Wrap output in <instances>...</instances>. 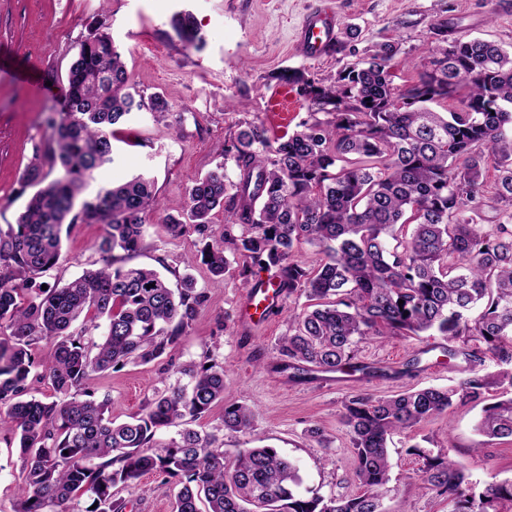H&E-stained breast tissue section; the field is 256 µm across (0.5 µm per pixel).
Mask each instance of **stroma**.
Returning <instances> with one entry per match:
<instances>
[{
    "label": "stroma",
    "mask_w": 512,
    "mask_h": 512,
    "mask_svg": "<svg viewBox=\"0 0 512 512\" xmlns=\"http://www.w3.org/2000/svg\"><path fill=\"white\" fill-rule=\"evenodd\" d=\"M319 0H0V231L14 225L25 206L20 182L36 147L50 131L46 117L61 108L67 72L90 23L104 18L112 40L122 53L130 80L143 96L164 95L172 106L164 119L152 112L133 113L117 126L114 160L100 169L84 189L92 195L103 185H119L138 175L155 182L157 207L146 213L143 249L130 263L156 270L177 287L192 274L208 302L181 337L179 361H203L208 344L220 340L213 353L224 367V399L258 410L254 433H220L226 457L246 447L252 437L295 462L302 478L300 492L350 495L353 452L339 414L346 398L357 392L388 397L412 388L445 387L468 369L464 357L444 356L439 336H389L361 344L358 360L372 367L360 373H312L294 381L287 374L264 370L276 344L288 332L294 313L307 304L303 295L282 298L266 321L248 324L241 309L249 297L232 277L214 282L207 267L186 261L200 248L197 234L167 231L164 217L179 208L194 181L222 161L220 152L231 127L257 121L277 138L295 130L308 109L281 73L300 69L323 84L334 83L340 70L363 62L381 44L399 40L395 85L417 77L432 47L431 25L444 20L449 38H481L512 50V0H331L339 25L349 23L360 33L346 52L308 55L297 31ZM190 11L202 36L203 48L180 39L174 15ZM41 79L30 89L27 79ZM102 224H74L62 233L58 264L42 278L59 287L91 270L98 260ZM422 352V371L400 374L402 363ZM163 374L162 365L130 363L93 382L98 394L109 395L111 415L128 420L144 406ZM482 407L469 403L451 413L395 433L389 444L391 461L386 512H448L446 502L421 488L420 462L410 454L415 444L449 449L464 464L472 481L490 475L512 478V438L486 440L475 426ZM319 426L329 439L315 448L306 434ZM22 481L17 451L0 437V512H13Z\"/></svg>",
    "instance_id": "stroma-1"
}]
</instances>
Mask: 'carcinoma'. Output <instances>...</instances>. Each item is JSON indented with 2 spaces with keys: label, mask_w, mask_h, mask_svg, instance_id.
Here are the masks:
<instances>
[{
  "label": "carcinoma",
  "mask_w": 512,
  "mask_h": 512,
  "mask_svg": "<svg viewBox=\"0 0 512 512\" xmlns=\"http://www.w3.org/2000/svg\"><path fill=\"white\" fill-rule=\"evenodd\" d=\"M174 29L200 47L191 14L178 15ZM430 34L428 65L402 88L393 80L395 41L344 68L332 85L302 70L278 75L308 107L300 130L272 140L263 124L238 123L224 139V162L194 182L187 207L165 223L205 240L199 259L216 280L229 271L230 249L241 259L243 286L271 271L278 293L305 294L310 304L293 315L272 365L293 370L295 380L363 373L360 343L423 333L456 344L448 353L473 362L485 349L501 366L496 376L471 367L446 388L350 396L341 421L359 491L346 496L298 493L296 464L270 446L228 459L216 434L186 427L159 441L161 430L221 403L218 431L252 430L256 411L224 401V368L213 359L175 362L181 336L208 301L194 277L185 274L172 289L156 271L127 265L157 205L153 182L137 176L79 200L113 162L114 126L136 110L161 117L171 110L159 94L130 91L125 62L100 21L80 43L64 106L46 118L50 137L25 172L23 187L36 191L16 227L0 233V430L14 435L22 473L14 512H124L115 489L145 493L147 473L180 485L175 512H385L394 432L481 402L504 380L512 386V53L490 40L450 41L446 21ZM441 100L451 102L449 111L429 107ZM486 207L498 223L478 222ZM217 208L224 231L210 243ZM78 222L107 226L100 266L42 289L37 279L60 258L63 225ZM303 243L326 257L311 271L294 259ZM80 319L83 330L72 332ZM44 340L53 346L41 359L34 349ZM160 360L186 385L157 388L141 413L112 419L110 399L97 398L92 381ZM35 380L58 399L37 398ZM477 430L512 438V397L484 405ZM410 452L422 461V487L445 496L448 512L512 506V479L492 476L478 490L450 453L418 445Z\"/></svg>",
  "instance_id": "carcinoma-1"
}]
</instances>
